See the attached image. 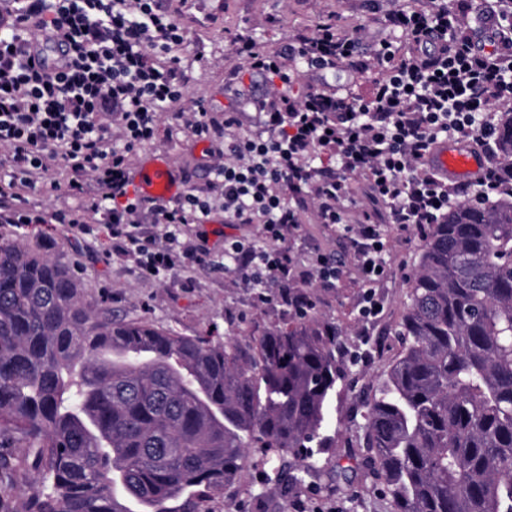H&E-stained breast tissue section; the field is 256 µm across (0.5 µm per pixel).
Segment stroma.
Here are the masks:
<instances>
[{"label":"stroma","instance_id":"stroma-1","mask_svg":"<svg viewBox=\"0 0 512 512\" xmlns=\"http://www.w3.org/2000/svg\"><path fill=\"white\" fill-rule=\"evenodd\" d=\"M160 4L177 12L187 31L183 50L189 65L187 99L205 100L219 116L231 109L242 112L248 130L254 129L256 118L235 96L232 80L234 72L245 67L233 52L238 33H249L271 51L329 17L355 30L366 45L385 35L375 22L386 7L384 0H160ZM313 86L364 96L370 82L344 70L305 74L294 91L302 94ZM203 150V144L190 138L171 139L162 132L152 144L137 150L133 162L139 165L152 157L166 158L172 170L189 171L192 186L202 189L209 181L208 172L199 166ZM385 238L389 274L379 289L383 309L377 318L359 321L362 290L349 267L336 286L314 283L307 290L309 317L319 327L336 332L342 349L328 428L333 444L316 449L319 471L307 476L303 488H296L291 477L299 461L288 456L283 466L289 478L272 488L261 481L259 450L248 449L237 480L210 501L211 512H390L381 484L370 477L369 466L358 452L361 431L352 414L361 398L372 395L400 350L396 325L407 301L408 281L421 253L423 235L413 226L401 230L389 224ZM29 240L42 252L73 260L88 298L129 319L183 335L212 331L244 344L282 323L284 307L277 289H269V302L258 305L256 289L206 262L146 280L138 276L134 257L110 251L104 235L72 238L56 225L43 224ZM289 244L299 269L315 254L347 266L350 261L347 241L309 213L304 214ZM186 278L191 287H181Z\"/></svg>","mask_w":512,"mask_h":512}]
</instances>
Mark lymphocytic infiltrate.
<instances>
[{
  "label": "lymphocytic infiltrate",
  "mask_w": 512,
  "mask_h": 512,
  "mask_svg": "<svg viewBox=\"0 0 512 512\" xmlns=\"http://www.w3.org/2000/svg\"><path fill=\"white\" fill-rule=\"evenodd\" d=\"M469 0H423L417 7L383 12L385 29L403 46L379 41L363 54L355 33L319 22L313 32L275 52H262L248 36L234 51L249 77L267 85L263 97L237 81L236 94L252 102L260 127L247 131L240 113L215 117L202 101H186L180 50L187 32L159 0H0L10 15L0 29V223L17 229L57 224L68 234L105 232L113 250L137 258L141 278L211 259L205 228L223 208L228 224H256L260 242L228 238L224 257L236 277L261 289L274 281L289 309L308 300L293 280L289 237L305 203L319 223L349 238L365 287L359 317L378 313L375 289L388 274L381 225L369 212L352 218L348 177L362 179L381 204L387 223L425 229L457 199L494 200L512 193L501 160L471 186L443 179L425 164L440 140L472 139L495 148L494 107L512 103V10L483 8L480 27L465 24ZM67 48L53 67L37 64L40 40ZM339 68L368 76V96L310 88L295 97L302 74ZM178 120L162 126L163 114ZM205 143L209 191L191 187L148 200L132 193L130 157L160 131ZM324 153L328 164L314 165ZM68 176L75 206L47 212L29 198ZM153 228L140 221L143 212ZM194 233H187V226Z\"/></svg>",
  "instance_id": "obj_1"
}]
</instances>
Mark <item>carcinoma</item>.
I'll return each instance as SVG.
<instances>
[{
  "instance_id": "carcinoma-1",
  "label": "carcinoma",
  "mask_w": 512,
  "mask_h": 512,
  "mask_svg": "<svg viewBox=\"0 0 512 512\" xmlns=\"http://www.w3.org/2000/svg\"><path fill=\"white\" fill-rule=\"evenodd\" d=\"M398 336L358 444L392 512H512V195L428 227ZM337 350L291 312L250 346L115 318L72 261L0 238V512H209L248 448L267 484L301 458V485Z\"/></svg>"
}]
</instances>
